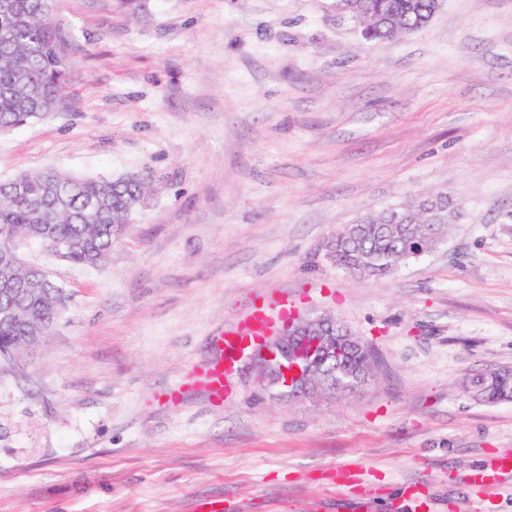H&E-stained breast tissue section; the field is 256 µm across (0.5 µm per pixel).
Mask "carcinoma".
<instances>
[{
	"mask_svg": "<svg viewBox=\"0 0 512 512\" xmlns=\"http://www.w3.org/2000/svg\"><path fill=\"white\" fill-rule=\"evenodd\" d=\"M343 14L366 23L369 39L385 42L399 33L424 27L433 17V0H336ZM59 38L45 14V0H0V124L20 127L56 109L65 87L69 64ZM151 193V180L131 175L112 180L72 177L53 171L22 173L0 181V251L21 242H37L45 250L58 248L62 259L78 267L95 268L129 227L132 216ZM459 209L453 199L434 208L430 217L447 234L448 212ZM389 215L366 216L349 224L331 239V261L357 274L384 277L407 259L398 227L378 230ZM68 295L53 282L33 283L16 298L0 294V306L22 303L29 326L0 324V352L25 350L21 336L38 330L51 311L62 313ZM336 369L343 375L372 379L373 354L349 336L336 337ZM495 389L480 395L483 401L512 397V371H492Z\"/></svg>",
	"mask_w": 512,
	"mask_h": 512,
	"instance_id": "1",
	"label": "carcinoma"
}]
</instances>
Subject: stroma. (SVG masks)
Segmentation results:
<instances>
[{
  "mask_svg": "<svg viewBox=\"0 0 512 512\" xmlns=\"http://www.w3.org/2000/svg\"><path fill=\"white\" fill-rule=\"evenodd\" d=\"M334 0H61V104L0 135V179L150 177L106 263L28 243L68 306L19 367L0 365V512L487 510L475 468L512 453V0H445L423 29L363 39ZM444 192L462 214L379 280L336 267L344 225ZM372 352L353 395L274 399L237 362L222 403L189 374L279 296ZM354 464L360 484L336 472ZM490 374H494L497 378L496 387L480 395L479 399L493 402L507 399L509 396L512 398V370L510 372L509 369H497L481 375Z\"/></svg>",
  "mask_w": 512,
  "mask_h": 512,
  "instance_id": "stroma-1",
  "label": "stroma"
}]
</instances>
